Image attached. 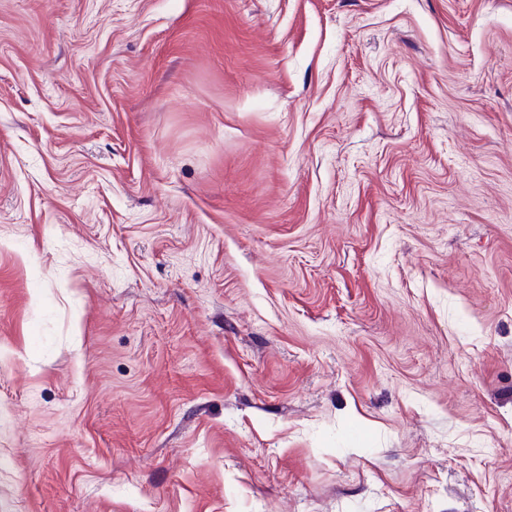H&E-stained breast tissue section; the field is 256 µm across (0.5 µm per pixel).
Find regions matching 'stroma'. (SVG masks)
<instances>
[{
    "label": "stroma",
    "mask_w": 512,
    "mask_h": 512,
    "mask_svg": "<svg viewBox=\"0 0 512 512\" xmlns=\"http://www.w3.org/2000/svg\"><path fill=\"white\" fill-rule=\"evenodd\" d=\"M0 512H512V0H0Z\"/></svg>",
    "instance_id": "35a3bbf8"
}]
</instances>
